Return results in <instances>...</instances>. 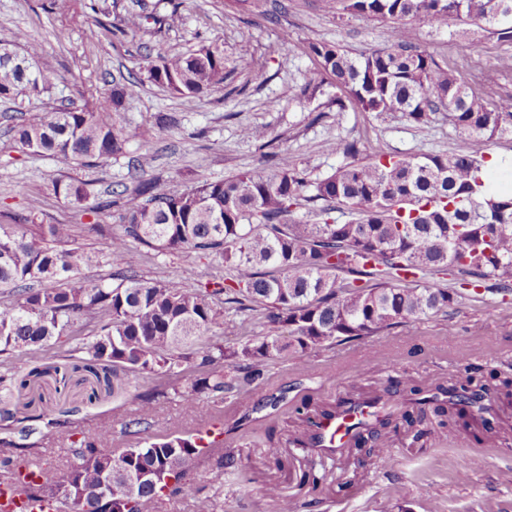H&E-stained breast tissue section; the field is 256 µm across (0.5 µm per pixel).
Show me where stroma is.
Segmentation results:
<instances>
[{
  "instance_id": "obj_1",
  "label": "stroma",
  "mask_w": 512,
  "mask_h": 512,
  "mask_svg": "<svg viewBox=\"0 0 512 512\" xmlns=\"http://www.w3.org/2000/svg\"><path fill=\"white\" fill-rule=\"evenodd\" d=\"M146 23L130 30V16ZM416 36L442 65L464 80L490 77L497 99L512 97V77L497 68L512 57V42L494 29L478 26L473 42L460 43L459 26L436 30L413 21ZM20 29L42 48L38 62L58 75L55 88L41 97L18 96L0 102V224L34 216L39 224H69L72 243L104 250L112 235L121 233L122 209L113 205L115 192L141 178L157 180L160 189L189 188L200 182L264 164L269 151L288 150L297 167L317 178L343 164L329 153L331 141L357 142L363 154L423 156L452 152L457 133L446 112L429 124L416 125L398 113L363 112L353 104L336 105V86L319 81V66L308 55L312 41L341 44L353 53L387 44L388 23L349 14H328L320 0H250L239 11L224 0H0V32ZM223 42L230 57H244L250 70L234 79L239 91L218 88L193 102H184L146 83L147 66L157 54L185 52L204 42ZM263 70L267 80L250 82L251 69ZM134 74L145 85L123 111L113 113L116 126L154 129L148 143L127 144L108 164L76 167L58 158L22 153L11 129L22 120L43 114L49 106L98 98L110 91L113 77ZM316 92H306V85ZM174 114L178 123L161 127L159 113ZM265 129L269 146L251 136ZM87 183L84 207L53 191L55 181ZM140 275L163 282L206 283L218 276L216 262L201 254L158 252L141 248ZM431 284L455 293L448 312L408 320L388 332L343 341L310 353L291 354L272 366L269 391L287 390L288 401L277 412L257 413L253 431L237 428L246 403L213 404L200 397L195 414L185 415L179 398L162 401L153 417L152 434L195 432L220 420L224 445L240 450L242 473L217 471L211 457L189 467L185 492L164 497L152 512H194L197 493L211 497L214 512H281L279 501L262 495L269 483L284 496L320 499L317 512H512V406L500 413L506 438L475 439L473 424L441 429L427 416L425 434L413 439L406 427L387 434L388 462L378 464L363 449L349 445L340 461H315L317 486L299 485L291 466L301 460L293 440L303 431L297 405L309 408L335 404L402 381L404 389L474 379L495 389L512 378V288L473 287L451 272L431 277ZM81 327L33 355H7L26 388L13 390L7 400L16 418L71 414L77 428L106 431L112 446L128 443L126 422L136 406L130 393L152 386L154 377L131 378L128 394L115 397L99 387L95 377L76 368L71 351L78 339L90 336ZM43 368L40 377L33 367ZM277 444L289 468L280 470L266 459L269 444Z\"/></svg>"
}]
</instances>
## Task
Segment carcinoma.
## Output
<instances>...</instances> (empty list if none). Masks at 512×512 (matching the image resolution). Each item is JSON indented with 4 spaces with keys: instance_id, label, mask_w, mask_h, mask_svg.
<instances>
[{
    "instance_id": "obj_1",
    "label": "carcinoma",
    "mask_w": 512,
    "mask_h": 512,
    "mask_svg": "<svg viewBox=\"0 0 512 512\" xmlns=\"http://www.w3.org/2000/svg\"><path fill=\"white\" fill-rule=\"evenodd\" d=\"M327 13L347 12L390 21L389 45L353 54L337 43L311 42L308 50L322 74L342 87L344 100L363 112H400L418 125L448 111L458 133L449 154L398 157L384 154L357 158V144L331 141L327 151L352 158L321 177L310 179L288 152L272 155L270 164L205 181L192 189L157 191L151 179H140L119 192L125 212L123 233L112 237L103 254L67 248L68 224H40L32 235L0 224V289L16 294L0 309V353L27 354L53 337L68 336L75 323L97 327L75 348L82 369L118 394L121 375L153 374L161 384L134 395L137 413L125 425L135 446L119 457L111 440L77 430L67 413L46 427L68 437L79 436L75 461L24 481L29 499H54L80 512L81 491L112 474V512H147L164 495L187 488L189 465L206 453L197 439L173 435L143 437L158 403L178 395L188 412L201 394L216 403L258 389L269 365L289 353L304 357L335 342L386 332L409 319L443 312L454 298L446 288L421 286L427 274L455 270L479 283L498 279L512 285V193L483 200L482 143L512 137V104L492 101L493 85L477 92L421 48L405 20L418 19L440 29L455 18L480 21L498 38L512 41V0H321ZM23 46L36 57L38 46L18 29L0 44ZM244 61L228 58L224 43H203L189 53L159 54L150 62L148 79L170 94L192 101L212 89L229 86ZM56 72L43 67L30 78L13 64L0 62V101L19 95L40 96L55 86ZM140 83L112 81L110 92L91 104L60 105L13 127L15 141L29 155L56 156L76 166L108 161L123 153L130 140L147 143L149 126L123 132L112 127V113L124 109ZM54 191L80 204L86 183L56 182ZM323 201L320 221L291 219L302 202ZM350 219L336 221V206ZM161 251L209 255L228 277L209 288L195 283H164L139 275L137 246ZM120 268L115 282L74 279L97 261ZM224 297L235 314L259 321L267 331L240 347L214 339L217 311L212 299ZM231 361L233 373H224ZM196 375L186 377L187 367ZM483 387H440L428 396L411 390L418 415L433 405L439 426L465 408L482 407ZM392 391L348 401L305 414V433L295 444L308 447L324 417H338L345 406H376L354 438L373 441L367 455L382 462L389 450L379 437L397 429ZM15 430L14 414L0 411V479L36 452L28 438L34 423Z\"/></svg>"
}]
</instances>
